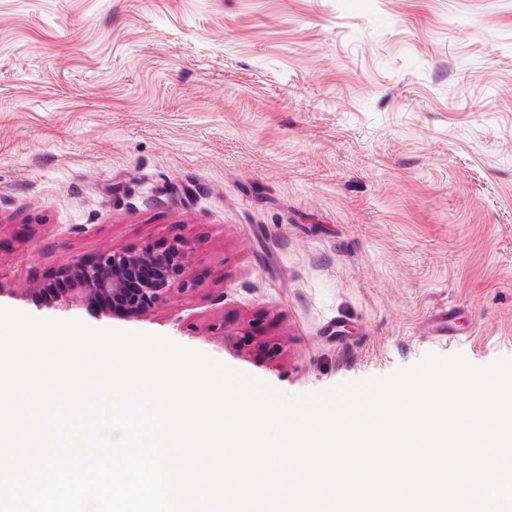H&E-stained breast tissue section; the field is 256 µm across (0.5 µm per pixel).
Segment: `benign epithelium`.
Instances as JSON below:
<instances>
[{
    "label": "benign epithelium",
    "instance_id": "obj_1",
    "mask_svg": "<svg viewBox=\"0 0 512 512\" xmlns=\"http://www.w3.org/2000/svg\"><path fill=\"white\" fill-rule=\"evenodd\" d=\"M187 248L179 242L138 249L112 248L61 266L27 295L45 307H83L98 314L137 319L185 286Z\"/></svg>",
    "mask_w": 512,
    "mask_h": 512
}]
</instances>
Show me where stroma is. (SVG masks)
Returning <instances> with one entry per match:
<instances>
[{"mask_svg":"<svg viewBox=\"0 0 512 512\" xmlns=\"http://www.w3.org/2000/svg\"><path fill=\"white\" fill-rule=\"evenodd\" d=\"M175 240L140 318L25 298ZM0 306L289 394L512 356V0H0ZM456 318L457 317L454 316V313L450 310L436 315L430 325L429 333L441 340L447 339L450 341L455 339V337L459 335V330L456 328L454 322Z\"/></svg>","mask_w":512,"mask_h":512,"instance_id":"stroma-1","label":"stroma"}]
</instances>
